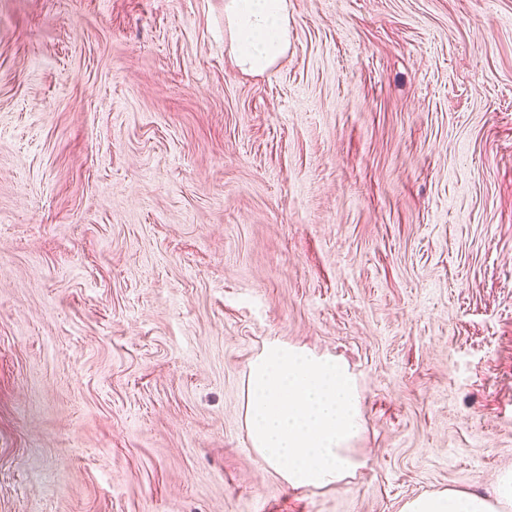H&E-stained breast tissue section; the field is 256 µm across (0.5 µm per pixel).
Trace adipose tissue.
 Returning <instances> with one entry per match:
<instances>
[{
	"instance_id": "adipose-tissue-1",
	"label": "adipose tissue",
	"mask_w": 512,
	"mask_h": 512,
	"mask_svg": "<svg viewBox=\"0 0 512 512\" xmlns=\"http://www.w3.org/2000/svg\"><path fill=\"white\" fill-rule=\"evenodd\" d=\"M290 5L224 0V36L240 71L261 75L286 56ZM244 420L252 448L292 488H335L362 466L352 448L363 430L356 378L336 357L267 341L249 365ZM402 512H512V472L496 477L491 494L425 492Z\"/></svg>"
}]
</instances>
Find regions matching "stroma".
<instances>
[{"label":"stroma","instance_id":"1","mask_svg":"<svg viewBox=\"0 0 512 512\" xmlns=\"http://www.w3.org/2000/svg\"><path fill=\"white\" fill-rule=\"evenodd\" d=\"M0 0V512H401L512 470V0ZM277 338L355 374L364 466L250 446ZM291 0H224V36L235 66L262 75L288 53Z\"/></svg>","mask_w":512,"mask_h":512}]
</instances>
